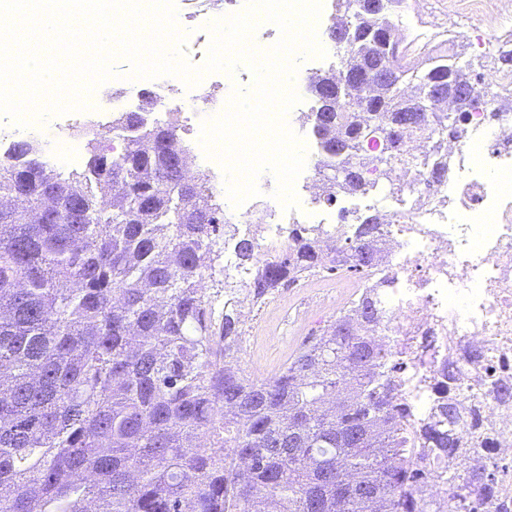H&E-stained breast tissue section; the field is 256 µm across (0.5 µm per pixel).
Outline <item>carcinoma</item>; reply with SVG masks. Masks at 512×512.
Returning <instances> with one entry per match:
<instances>
[{
	"instance_id": "carcinoma-1",
	"label": "carcinoma",
	"mask_w": 512,
	"mask_h": 512,
	"mask_svg": "<svg viewBox=\"0 0 512 512\" xmlns=\"http://www.w3.org/2000/svg\"><path fill=\"white\" fill-rule=\"evenodd\" d=\"M366 0H341L343 70L310 83L312 126L327 166L339 150L353 159L333 189L363 181L367 141L354 137L355 113L370 112L374 132L386 113L418 103L427 109L416 132L446 130L457 118L435 113L434 86L465 76L473 63L448 48L415 47L392 25L404 0H386L373 17ZM393 81L384 99L353 97L386 66ZM118 154L88 142L99 163L67 175L41 164L21 189V158L39 156L29 141L0 160V512H432L411 489L428 476L409 461L400 434L403 409L392 395L399 363L360 335L339 312L322 335L304 341L279 374L244 376L227 360L241 336L235 310L221 323L199 284L211 268L213 239L224 210L203 202L205 178L182 193L188 146L171 121L144 112L116 118ZM54 190L57 216L35 223ZM209 211L188 224L190 208ZM78 211L77 224L68 222ZM318 228L292 230L293 248L256 269L258 294L325 269L315 251ZM379 233L374 215L344 238L340 252L369 267ZM369 328L386 318L369 291L354 301ZM453 401L438 425H423L431 450L447 454L463 433ZM454 512H487L497 496L490 458L472 448L460 472L441 477Z\"/></svg>"
}]
</instances>
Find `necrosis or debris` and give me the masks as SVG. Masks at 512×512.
Masks as SVG:
<instances>
[{
    "mask_svg": "<svg viewBox=\"0 0 512 512\" xmlns=\"http://www.w3.org/2000/svg\"><path fill=\"white\" fill-rule=\"evenodd\" d=\"M468 15V39L483 48L487 33L512 16V0H471ZM246 79L243 73L217 72L190 86L173 76L165 82L160 103L190 130L197 104L221 115L227 99L217 95V87ZM73 127L70 112L49 125L33 120L23 127L4 119L0 158L14 137L24 135L44 146L49 165L72 167L80 157ZM304 134L309 195L287 210L270 195L266 179H257L259 193L237 207L234 226L247 235L260 230L255 259L267 264L291 250L288 225H323L318 244L339 276L325 289L299 287L290 305L280 291H271L268 301L278 321L260 330L254 320H245V336L254 341L278 335L283 317L305 329L314 308L334 314L363 291L376 290L388 317L381 340L406 370L397 394L407 408L402 432L413 450L412 462L437 475L456 471L459 454L422 452L418 430L420 421H433L439 404L452 398L479 417L478 425L465 427L463 447L482 442L496 477L512 488V401L489 392L497 384L512 385V113L492 111L490 98L479 97L443 135L437 153H429L420 134L407 144L412 163H393L392 180L383 182L377 172L369 173V188L344 205L342 218L348 227L364 214L382 219L381 258L361 279L346 277L350 265L334 250L338 233L330 228L333 214L320 192L319 138L309 126ZM438 156L447 159L448 171L432 184L429 167Z\"/></svg>",
    "mask_w": 512,
    "mask_h": 512,
    "instance_id": "obj_1",
    "label": "necrosis or debris"
}]
</instances>
